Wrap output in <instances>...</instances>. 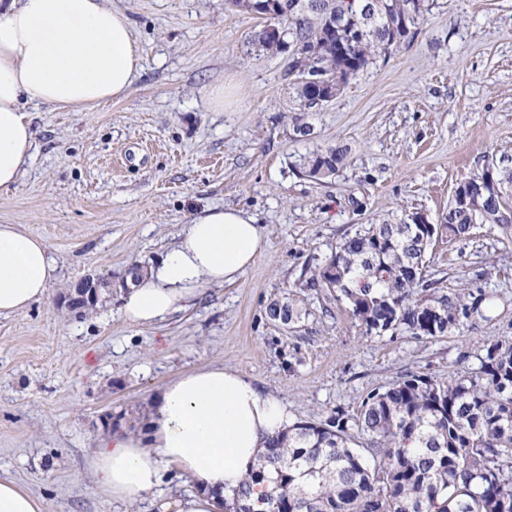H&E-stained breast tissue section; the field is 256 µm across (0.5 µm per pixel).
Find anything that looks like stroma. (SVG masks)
<instances>
[{
	"label": "stroma",
	"mask_w": 512,
	"mask_h": 512,
	"mask_svg": "<svg viewBox=\"0 0 512 512\" xmlns=\"http://www.w3.org/2000/svg\"><path fill=\"white\" fill-rule=\"evenodd\" d=\"M427 3L410 42L304 111L287 54L252 43L260 18L224 0H112L141 46L140 76L125 98L90 110L31 107L32 160L0 190V224L42 238L57 267L44 300L0 317V478L44 512H173L192 490L177 472L153 506H129L98 488L89 462L110 420L140 430L153 393L178 373L224 366L295 421L318 423L406 373L472 371L489 343L512 342V234L495 226L428 252L427 275L445 293L487 298L448 336L365 335L344 303L303 286L356 231L416 212L438 223L462 181L512 167V0ZM302 124L310 136L296 134ZM327 147L347 149V161L318 181L301 161ZM212 207L263 226L237 282L206 286L162 325L127 324L117 288L80 317L59 307L84 277L153 265ZM290 292L303 310L285 327L266 307Z\"/></svg>",
	"instance_id": "obj_1"
}]
</instances>
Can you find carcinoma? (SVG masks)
Here are the masks:
<instances>
[{
	"instance_id": "obj_1",
	"label": "carcinoma",
	"mask_w": 512,
	"mask_h": 512,
	"mask_svg": "<svg viewBox=\"0 0 512 512\" xmlns=\"http://www.w3.org/2000/svg\"><path fill=\"white\" fill-rule=\"evenodd\" d=\"M384 9L362 40L348 41L343 0H279L270 24L288 41L313 50L309 74L327 70L346 84L373 56L400 44L398 23L416 28L426 0H382ZM301 105L321 97L313 83L295 84ZM329 147L303 159L308 176L323 180L343 166ZM487 174L465 181L482 211L452 199L444 223L371 224L346 238L303 287L344 301L368 335L406 331L439 338L460 330L484 296L461 288L450 295L425 278L426 252L473 224L512 229V199L486 185ZM270 320L299 321L296 295L267 306ZM366 448L352 447L355 439ZM270 485L258 499L253 487ZM224 512H512V342L485 348L479 367L444 380L409 373L367 396L353 414L334 411L320 423L296 422L272 440L260 465L224 495Z\"/></svg>"
}]
</instances>
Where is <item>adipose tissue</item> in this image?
<instances>
[{"mask_svg":"<svg viewBox=\"0 0 512 512\" xmlns=\"http://www.w3.org/2000/svg\"><path fill=\"white\" fill-rule=\"evenodd\" d=\"M143 69L128 16L112 0H0V190L33 154L29 106L74 110L124 98ZM263 230L236 209L212 208L121 295L133 325L171 320L204 286L238 280L256 260ZM56 266L45 242L0 224V317L44 299ZM293 422L287 407L221 366L193 369L152 398L144 431L116 425L97 438L90 468L113 501L133 505L157 491L167 470L193 494L176 512H224V491L255 466L261 448Z\"/></svg>","mask_w":512,"mask_h":512,"instance_id":"1","label":"adipose tissue"}]
</instances>
